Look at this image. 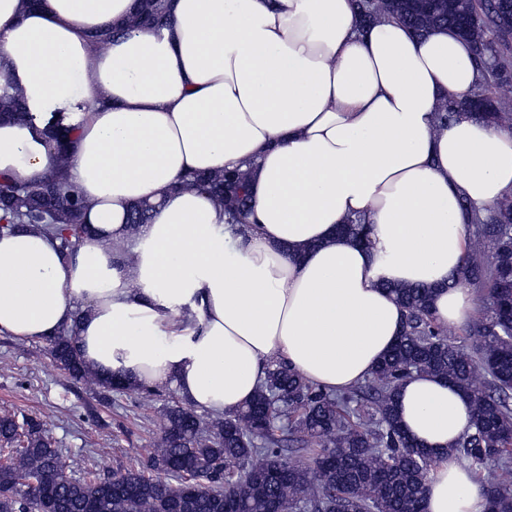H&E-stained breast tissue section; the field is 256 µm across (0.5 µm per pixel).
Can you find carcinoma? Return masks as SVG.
Returning <instances> with one entry per match:
<instances>
[{"mask_svg":"<svg viewBox=\"0 0 512 512\" xmlns=\"http://www.w3.org/2000/svg\"><path fill=\"white\" fill-rule=\"evenodd\" d=\"M127 25L160 31L172 23L169 0H137ZM392 19L422 35L446 27L476 48L483 81L494 93L512 84L508 54L512 6L478 0L459 14L448 0H356L364 27ZM495 40L487 39V34ZM119 31L107 24L89 33L104 46ZM492 127H511L512 113L487 97ZM33 122L21 91L0 76V120ZM80 124L50 120L41 130L57 146L55 168L43 179L20 184L0 176V233L17 226L53 234L62 251L73 252L90 233L88 205L65 180L67 148ZM251 174L188 173L180 186L211 195L230 223L250 210ZM451 285L483 295L484 310L467 326L471 346L456 343L457 330L439 326L430 311L432 289L391 287L405 312L401 335L367 385L328 392L279 362L267 368L262 386L239 410L203 417L178 404L163 408L162 431L146 464L102 475L62 480L63 453L43 425L24 417H0V442L11 445L0 465V512H425L426 481L435 458L401 429L396 397L415 373L440 377L462 391L473 410L471 425L451 453L471 467L486 501V512H512V196L472 224L464 265ZM53 356L73 380L96 378L83 362L72 328L53 342ZM298 455L305 462L293 460ZM190 461L188 474L178 464ZM161 472V480L145 470ZM35 477L32 493L20 479ZM226 488L220 499L186 492L187 485Z\"/></svg>","mask_w":512,"mask_h":512,"instance_id":"cac0c4a2","label":"carcinoma"}]
</instances>
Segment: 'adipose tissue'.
Segmentation results:
<instances>
[{
    "mask_svg": "<svg viewBox=\"0 0 512 512\" xmlns=\"http://www.w3.org/2000/svg\"><path fill=\"white\" fill-rule=\"evenodd\" d=\"M162 32L88 30L128 20L133 0H0V73L38 120L81 124L66 179L93 233L74 254L39 230L0 235V335L40 341L74 327L98 375L170 388L235 412L271 362L315 386L371 377L400 335L391 286L433 288L442 327L474 314L449 287L477 211L512 195V131L436 114L480 78L467 42L383 19L354 0H172ZM55 157L31 129L0 124V175L41 179ZM249 169L243 232L182 173ZM153 204L131 228L136 203ZM360 216L368 244L339 232ZM403 431L438 460L426 512H485L451 446L469 400L416 373L399 390Z\"/></svg>",
    "mask_w": 512,
    "mask_h": 512,
    "instance_id": "adipose-tissue-1",
    "label": "adipose tissue"
}]
</instances>
